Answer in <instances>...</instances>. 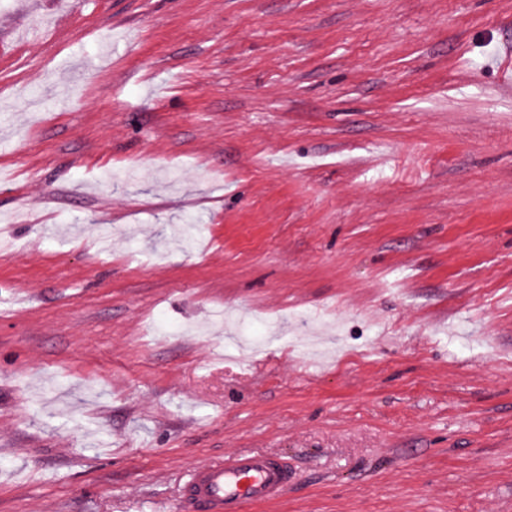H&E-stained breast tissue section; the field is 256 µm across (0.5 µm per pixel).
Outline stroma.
Returning <instances> with one entry per match:
<instances>
[{
	"mask_svg": "<svg viewBox=\"0 0 512 512\" xmlns=\"http://www.w3.org/2000/svg\"><path fill=\"white\" fill-rule=\"evenodd\" d=\"M512 0H0V512H512ZM295 475L288 458L239 451L192 466L173 503L175 512H248L288 495Z\"/></svg>",
	"mask_w": 512,
	"mask_h": 512,
	"instance_id": "1",
	"label": "stroma"
}]
</instances>
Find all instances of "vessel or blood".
<instances>
[{
	"instance_id": "vessel-or-blood-1",
	"label": "vessel or blood",
	"mask_w": 512,
	"mask_h": 512,
	"mask_svg": "<svg viewBox=\"0 0 512 512\" xmlns=\"http://www.w3.org/2000/svg\"><path fill=\"white\" fill-rule=\"evenodd\" d=\"M286 457L239 451L192 466L181 482L174 512H250L280 501L294 484Z\"/></svg>"
}]
</instances>
